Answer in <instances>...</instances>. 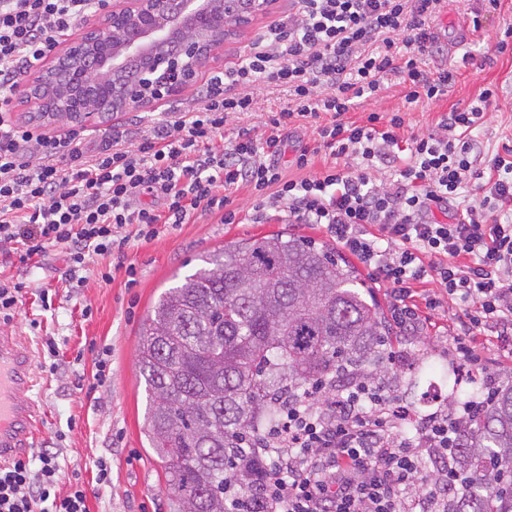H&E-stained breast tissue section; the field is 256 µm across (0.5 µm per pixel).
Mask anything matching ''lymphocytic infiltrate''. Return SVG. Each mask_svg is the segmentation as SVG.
Segmentation results:
<instances>
[{
	"label": "lymphocytic infiltrate",
	"mask_w": 512,
	"mask_h": 512,
	"mask_svg": "<svg viewBox=\"0 0 512 512\" xmlns=\"http://www.w3.org/2000/svg\"><path fill=\"white\" fill-rule=\"evenodd\" d=\"M109 4L0 0V256L26 264L62 253L73 288L105 257L130 274L131 240L206 215L235 223L228 192L243 185L255 216L280 209L320 225L371 268L389 286L402 330L421 327L424 311L465 302L449 347L483 366L481 332L512 329V158L485 159L474 137L495 90L412 137L405 159L395 151L404 112L349 117L359 101L379 98L390 74L401 77L406 103L447 95L455 69L425 64L443 52L433 25L445 0H293L284 19L207 78L189 108L143 134L115 129L92 143L82 131L48 135L19 123L14 100L33 65ZM259 81L290 97L272 134L245 129L222 145L229 115L254 109ZM300 121L316 137L294 159L300 177L288 178L278 132ZM321 154L331 163L313 171ZM380 168L390 177H377ZM471 189L477 202L453 212ZM145 195L160 206L142 203ZM429 280L437 292L425 290ZM310 398L313 409L289 407L244 447L256 465L226 512H447L454 483L424 482L421 463L447 462L457 417L432 413L411 437L402 430L409 412L379 385L361 382L336 397L317 389ZM59 471L48 448L1 465L0 512H89L87 488L61 491Z\"/></svg>",
	"instance_id": "obj_1"
}]
</instances>
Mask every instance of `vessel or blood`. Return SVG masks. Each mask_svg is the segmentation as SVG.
Listing matches in <instances>:
<instances>
[{
    "mask_svg": "<svg viewBox=\"0 0 512 512\" xmlns=\"http://www.w3.org/2000/svg\"><path fill=\"white\" fill-rule=\"evenodd\" d=\"M33 357L30 345L0 336V463L31 447L40 426L26 397L36 382Z\"/></svg>",
    "mask_w": 512,
    "mask_h": 512,
    "instance_id": "vessel-or-blood-1",
    "label": "vessel or blood"
}]
</instances>
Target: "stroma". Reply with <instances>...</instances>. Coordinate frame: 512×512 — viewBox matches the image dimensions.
Returning <instances> with one entry per match:
<instances>
[{
  "instance_id": "35a3bbf8",
  "label": "stroma",
  "mask_w": 512,
  "mask_h": 512,
  "mask_svg": "<svg viewBox=\"0 0 512 512\" xmlns=\"http://www.w3.org/2000/svg\"><path fill=\"white\" fill-rule=\"evenodd\" d=\"M477 5L478 0H447L434 24L449 61L460 64L447 96L405 105L398 80L393 77L387 92L362 104L353 112V119L370 110L406 108L407 125L401 134L406 142L411 136L431 132L441 113L455 106L466 107L492 85L497 97L488 123L475 137L492 155L512 147V51L501 54L495 49L500 29L512 24V0H503L500 11L486 14L481 30L476 32L465 22ZM288 8V0H272L265 11L252 15L248 24L230 29L220 61L207 64L190 87L153 104L113 113L107 123L93 128L94 137L115 127L146 131L179 111L201 90L210 73L223 70L245 45L283 18ZM467 51L475 54L476 62L464 66L460 59ZM252 93L256 111L231 115L224 125L225 141H232L243 129L270 134L272 116L288 103L287 90L272 83H258ZM228 195L239 211L238 223L205 218L132 247L128 260L136 268L134 279H127L120 271L111 283H102V272L112 266L111 259L106 258L91 265L83 287L71 288L66 284V262L56 254L48 255L38 267L16 263L5 270L22 288V305L13 321L0 324V336L24 337L36 353L37 384L28 397L42 419V427L33 449L38 452L56 444L61 479L75 478L88 487L90 512H168L162 470L148 452L142 434L147 392L136 361L139 331L159 295L193 273L202 256L253 235L284 230L312 237L332 252L340 250L319 225L297 223L281 212H269L262 223H252V200L246 187L229 190ZM461 308V303L453 302L435 311L433 326L425 330L426 340H399L394 369L401 374L403 386L394 396L416 419L446 408L449 399L463 400L468 393V382L445 379L463 365L447 345L454 316ZM52 347L59 361L75 362L77 370L87 374L94 369L98 351L108 350L112 367L109 385L80 391L69 379L44 373L41 366ZM101 458L111 464L112 483L108 486L95 482L96 463Z\"/></svg>"
}]
</instances>
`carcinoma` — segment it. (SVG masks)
Returning a JSON list of instances; mask_svg holds the SVG:
<instances>
[{
    "instance_id": "1",
    "label": "carcinoma",
    "mask_w": 512,
    "mask_h": 512,
    "mask_svg": "<svg viewBox=\"0 0 512 512\" xmlns=\"http://www.w3.org/2000/svg\"><path fill=\"white\" fill-rule=\"evenodd\" d=\"M165 290L139 333L143 422L169 512H225L238 438L258 436L312 388L391 383V324L344 258L289 232L241 239ZM490 404L449 445L451 512H512V382L476 381Z\"/></svg>"
}]
</instances>
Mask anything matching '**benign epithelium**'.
Instances as JSON below:
<instances>
[{"label": "benign epithelium", "instance_id": "7a95c632", "mask_svg": "<svg viewBox=\"0 0 512 512\" xmlns=\"http://www.w3.org/2000/svg\"><path fill=\"white\" fill-rule=\"evenodd\" d=\"M248 3L244 10L229 5ZM267 0H123L105 19V41L83 34L71 40L28 87L27 118L41 124L98 127L132 104L148 105L183 91L201 64L224 45L226 28L242 26ZM141 63L138 81L116 92L131 62ZM89 84L97 95L83 96Z\"/></svg>", "mask_w": 512, "mask_h": 512}]
</instances>
